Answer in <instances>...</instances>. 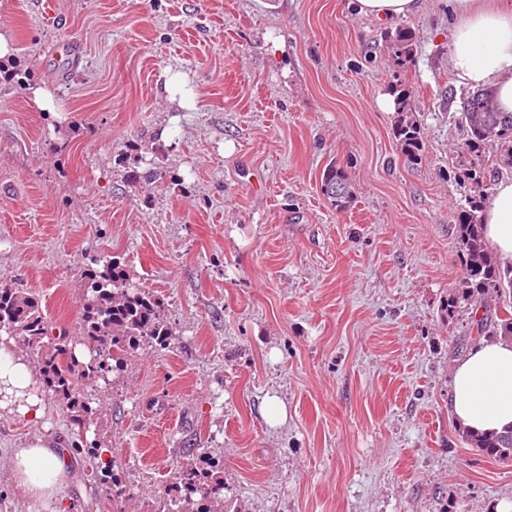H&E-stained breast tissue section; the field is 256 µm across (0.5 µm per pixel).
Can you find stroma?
Returning <instances> with one entry per match:
<instances>
[{"label":"stroma","mask_w":512,"mask_h":512,"mask_svg":"<svg viewBox=\"0 0 512 512\" xmlns=\"http://www.w3.org/2000/svg\"><path fill=\"white\" fill-rule=\"evenodd\" d=\"M454 22L451 0L390 20L348 0H0V284L73 331L89 261L114 259L171 333L82 383L123 512H157L206 455L228 512H512V460L448 409L483 338L469 302L448 308L469 192ZM396 86L427 143L414 166L380 106ZM333 162L343 212L321 191ZM43 410L0 412V512H27L15 449L70 445L65 401ZM393 59L398 66H406L412 61L414 54V38L411 31L399 29L389 37ZM321 185L323 194L337 211H343L351 205L353 194L343 168L329 164L323 172ZM467 441L474 448H479L487 456L505 460L512 458V431L501 435L474 436L466 434Z\"/></svg>","instance_id":"1"}]
</instances>
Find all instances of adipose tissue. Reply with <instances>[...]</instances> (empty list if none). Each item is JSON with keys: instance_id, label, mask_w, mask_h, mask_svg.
<instances>
[{"instance_id": "obj_1", "label": "adipose tissue", "mask_w": 512, "mask_h": 512, "mask_svg": "<svg viewBox=\"0 0 512 512\" xmlns=\"http://www.w3.org/2000/svg\"><path fill=\"white\" fill-rule=\"evenodd\" d=\"M456 24L451 32V66L459 84L491 88L500 111L512 112V0H453ZM485 236L502 261L512 263V180L499 182L484 211ZM37 374L15 351V341L0 336V384L6 400L0 410L40 418L37 397L25 391ZM449 408L462 427L474 434L512 427V340L480 341L456 366ZM65 465L57 449L34 441L14 451L13 478L33 506L51 501L65 512L59 485Z\"/></svg>"}]
</instances>
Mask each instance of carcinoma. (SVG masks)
<instances>
[{
	"label": "carcinoma",
	"instance_id": "obj_1",
	"mask_svg": "<svg viewBox=\"0 0 512 512\" xmlns=\"http://www.w3.org/2000/svg\"><path fill=\"white\" fill-rule=\"evenodd\" d=\"M389 41L397 65L412 61L411 31L399 29ZM396 104L395 138L405 160L417 165L425 156L426 142L410 107L409 92L398 90ZM460 124L466 131L460 161L462 177L473 185V194L466 197L467 207L459 214V245L465 266L461 298L476 309H488L493 302L511 309L512 267L503 269L493 259L483 235L482 214L488 200L483 161L495 150L512 162V113L497 111L491 91L478 90L463 99ZM321 185L336 210L351 205L353 194L343 168L328 165ZM89 280L84 317L76 335L53 336L37 298L6 286L0 287V332L22 341L26 358L38 365L41 392L68 402L72 425L77 427L72 450L88 457L89 481L115 498L123 494V486L111 463L103 459V448L95 440L87 441L96 411L84 399L77 380L97 377L105 381L109 372L121 368L127 353L148 339L167 346L169 334L158 303L151 295L129 287L117 262H109L99 274H90ZM467 440L490 457L512 458V431L469 435ZM159 512H228L224 475L218 464L210 462L205 471L191 462L181 466Z\"/></svg>",
	"mask_w": 512,
	"mask_h": 512
}]
</instances>
